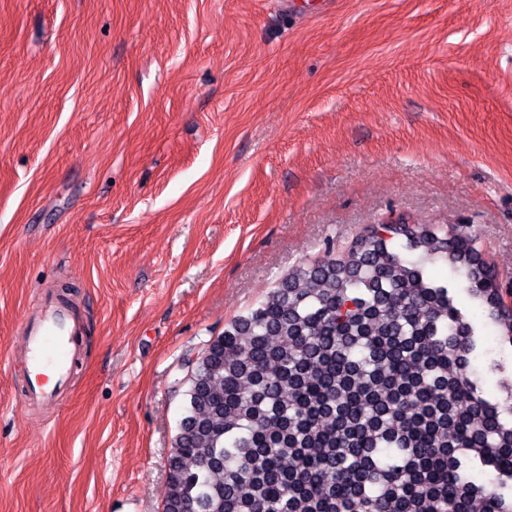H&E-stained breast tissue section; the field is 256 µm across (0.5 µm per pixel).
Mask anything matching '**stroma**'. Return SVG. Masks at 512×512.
Instances as JSON below:
<instances>
[{
  "label": "stroma",
  "instance_id": "1",
  "mask_svg": "<svg viewBox=\"0 0 512 512\" xmlns=\"http://www.w3.org/2000/svg\"><path fill=\"white\" fill-rule=\"evenodd\" d=\"M313 2L0 0V512H162L198 353L373 224L463 223L512 297V0ZM64 285L78 358L31 407ZM76 322L71 310L53 301L45 302L26 323V367L30 403H48L56 399L43 382V373L52 368L57 381L64 383L76 352Z\"/></svg>",
  "mask_w": 512,
  "mask_h": 512
}]
</instances>
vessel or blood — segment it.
<instances>
[{
    "label": "vessel or blood",
    "instance_id": "1",
    "mask_svg": "<svg viewBox=\"0 0 512 512\" xmlns=\"http://www.w3.org/2000/svg\"><path fill=\"white\" fill-rule=\"evenodd\" d=\"M76 322L71 310L49 301L26 323V367L31 403H48L56 395L43 382L46 369H53L58 381H66L76 352Z\"/></svg>",
    "mask_w": 512,
    "mask_h": 512
}]
</instances>
